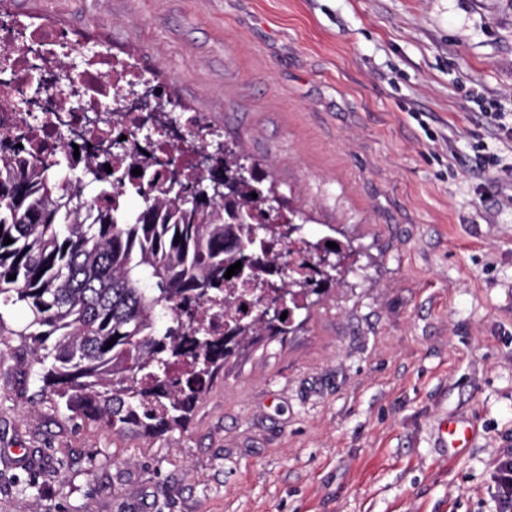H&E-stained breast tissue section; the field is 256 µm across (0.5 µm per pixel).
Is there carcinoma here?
<instances>
[{
    "label": "carcinoma",
    "instance_id": "carcinoma-1",
    "mask_svg": "<svg viewBox=\"0 0 512 512\" xmlns=\"http://www.w3.org/2000/svg\"><path fill=\"white\" fill-rule=\"evenodd\" d=\"M249 162L234 148L214 173L188 183L173 169L149 173L148 158L132 152L80 169L68 154L38 147L0 159V346L18 341L40 391L107 429L156 434L183 427L224 360L265 333L286 334L311 296L344 285L332 280L320 290L288 282L279 275L287 256L271 232L251 248L261 256L260 274L294 289L287 318L273 323L224 306V289L241 287L224 277L237 262L226 250L233 225L224 213L259 207L251 194L274 192L269 172L255 165L250 184L211 192L194 206L170 185L222 187L224 174ZM137 167L142 174H131ZM128 197L139 206L127 208ZM7 237L13 243L4 244ZM16 305L31 313L20 329L6 319ZM218 312L232 335L214 323Z\"/></svg>",
    "mask_w": 512,
    "mask_h": 512
}]
</instances>
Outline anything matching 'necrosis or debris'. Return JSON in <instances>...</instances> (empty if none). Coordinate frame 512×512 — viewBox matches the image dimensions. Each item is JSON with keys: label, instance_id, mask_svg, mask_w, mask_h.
I'll return each instance as SVG.
<instances>
[{"label": "necrosis or debris", "instance_id": "obj_1", "mask_svg": "<svg viewBox=\"0 0 512 512\" xmlns=\"http://www.w3.org/2000/svg\"><path fill=\"white\" fill-rule=\"evenodd\" d=\"M135 71L91 42H67L51 19L29 25L14 17L0 27V155H9L17 136L37 130L47 149L78 147L80 156L105 157L119 133L151 125L155 115L143 101L116 98L117 87ZM223 127L200 113L181 112L175 125L131 148L147 152L152 168L172 163L216 164L215 145Z\"/></svg>", "mask_w": 512, "mask_h": 512}]
</instances>
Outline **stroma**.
I'll return each mask as SVG.
<instances>
[{
    "label": "stroma",
    "instance_id": "obj_1",
    "mask_svg": "<svg viewBox=\"0 0 512 512\" xmlns=\"http://www.w3.org/2000/svg\"><path fill=\"white\" fill-rule=\"evenodd\" d=\"M128 59L364 273L189 424L76 419L0 356V512H499L512 458V0H0ZM496 166H487V158ZM467 448L435 439L448 420ZM26 449L16 458L15 449ZM492 492L498 500L501 511L508 512L512 508V459L499 460L492 478Z\"/></svg>",
    "mask_w": 512,
    "mask_h": 512
}]
</instances>
